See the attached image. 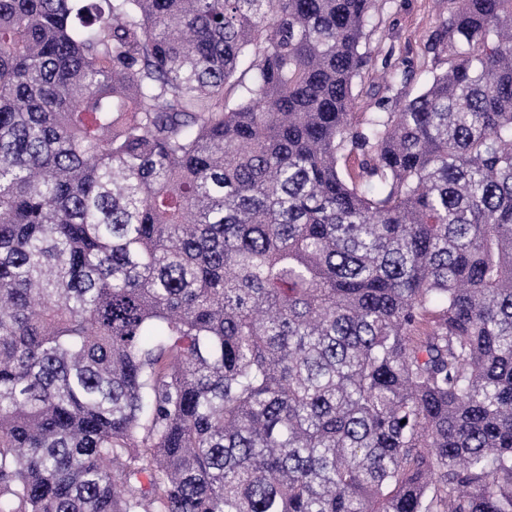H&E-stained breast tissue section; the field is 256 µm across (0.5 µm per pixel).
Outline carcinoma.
<instances>
[{
	"mask_svg": "<svg viewBox=\"0 0 512 512\" xmlns=\"http://www.w3.org/2000/svg\"><path fill=\"white\" fill-rule=\"evenodd\" d=\"M0 0V512H512V0ZM436 0H375L371 19L366 27L367 43L374 50L372 68L363 70L352 87L353 112H381L390 108L378 93V75L382 71L406 68L413 73L410 87L417 93L442 66L434 64L427 42L439 22ZM385 104V106H383Z\"/></svg>",
	"mask_w": 512,
	"mask_h": 512,
	"instance_id": "carcinoma-1",
	"label": "carcinoma"
}]
</instances>
